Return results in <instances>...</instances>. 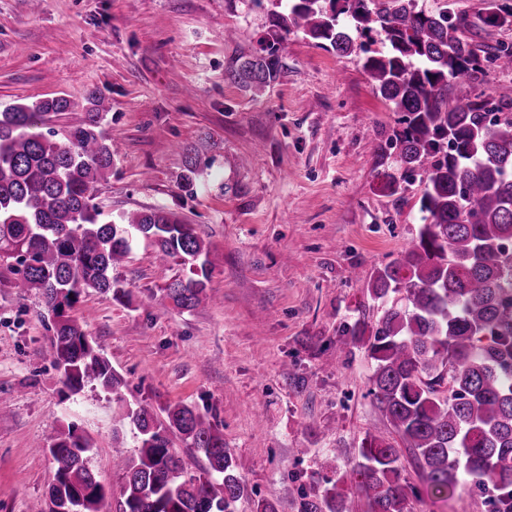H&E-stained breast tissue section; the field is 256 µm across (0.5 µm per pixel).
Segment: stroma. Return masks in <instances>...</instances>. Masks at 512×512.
Returning a JSON list of instances; mask_svg holds the SVG:
<instances>
[{
    "label": "stroma",
    "mask_w": 512,
    "mask_h": 512,
    "mask_svg": "<svg viewBox=\"0 0 512 512\" xmlns=\"http://www.w3.org/2000/svg\"><path fill=\"white\" fill-rule=\"evenodd\" d=\"M276 0H0V110L89 93L118 144L96 202L110 217L164 208L211 246L212 301L181 313L154 301L186 271L161 268L137 243L119 277L123 305L90 290L73 314L124 378L122 401L64 386L48 351L39 293L19 296L0 261V512L46 501L52 436L78 424L88 466L117 512L112 428L124 404L182 402L224 426L250 497L297 512L325 457L350 469L366 432L392 435L369 389L365 350L343 356L345 325L376 319L375 266L416 236L420 186L387 195L375 135L397 115L372 89L361 49L339 55L290 35L271 84L225 81L257 54ZM234 38L225 39V30ZM200 162L195 195L179 186L185 152ZM410 512H488L471 479L449 497L423 492Z\"/></svg>",
    "instance_id": "1"
}]
</instances>
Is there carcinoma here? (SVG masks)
<instances>
[{
	"label": "carcinoma",
	"instance_id": "cac0c4a2",
	"mask_svg": "<svg viewBox=\"0 0 512 512\" xmlns=\"http://www.w3.org/2000/svg\"><path fill=\"white\" fill-rule=\"evenodd\" d=\"M279 2L284 11L275 13L261 52L235 60L224 78L276 81L292 34L338 54L353 50L354 37L364 39L372 88L400 114L389 145L402 173L384 172V188L398 195L423 171V224L408 249L369 277L367 293L382 306L371 335L364 337L361 320L345 332L374 361L371 394L427 488L450 496L463 475L488 479L490 512H512V101L480 90L487 71L512 72V45L474 41L483 25L512 24V7L482 0L470 16L455 13L450 0L433 11L416 0ZM374 44L381 48L370 49ZM77 107L55 97L0 110V259L8 260L20 294H41L52 316L50 354L71 394L96 383L117 396L122 377L69 309L87 289L130 303L112 271L143 240L160 265L188 269L161 292L191 312L209 299L210 248L195 225L163 208L102 218L97 184L112 172L114 155L101 129L102 97L89 94L84 120L64 133L35 131ZM196 175L189 157L186 191H194ZM161 412L162 419L148 403L125 406L122 421L138 438L135 457L120 450L122 430L112 431L120 512H234L248 487L223 430L181 402ZM174 437L205 465L188 471ZM90 448L74 425L51 439L47 507L37 503L30 512H101L105 491L87 465ZM347 482L355 485L351 493L341 488ZM412 497L419 490L403 474L399 449L368 433L350 471L300 490L297 512H358L360 503L364 512H408Z\"/></svg>",
	"mask_w": 512,
	"mask_h": 512
}]
</instances>
